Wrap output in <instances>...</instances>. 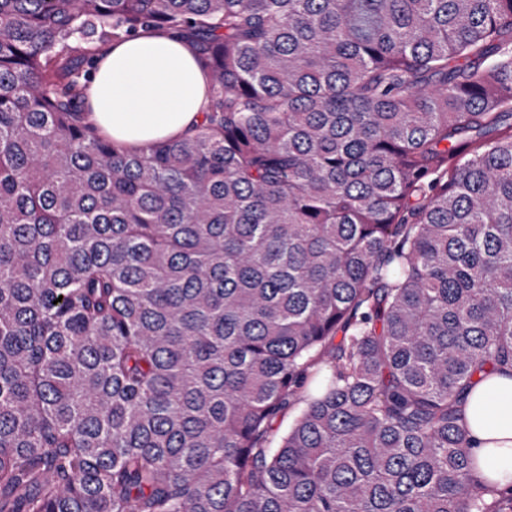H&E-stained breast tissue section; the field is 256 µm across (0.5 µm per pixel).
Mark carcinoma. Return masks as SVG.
I'll return each instance as SVG.
<instances>
[{
	"label": "carcinoma",
	"instance_id": "carcinoma-1",
	"mask_svg": "<svg viewBox=\"0 0 512 512\" xmlns=\"http://www.w3.org/2000/svg\"><path fill=\"white\" fill-rule=\"evenodd\" d=\"M143 28L208 100L132 152L82 71ZM507 368L512 0H0V512H512ZM461 414L471 439L478 479L500 490L512 488V376L494 375L477 382Z\"/></svg>",
	"mask_w": 512,
	"mask_h": 512
}]
</instances>
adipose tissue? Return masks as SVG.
Returning a JSON list of instances; mask_svg holds the SVG:
<instances>
[{
    "label": "adipose tissue",
    "mask_w": 512,
    "mask_h": 512,
    "mask_svg": "<svg viewBox=\"0 0 512 512\" xmlns=\"http://www.w3.org/2000/svg\"><path fill=\"white\" fill-rule=\"evenodd\" d=\"M207 80L191 46L174 33L141 31L113 43L93 71L87 119L133 150L192 135L205 103ZM461 414L478 479L512 488V376L477 382Z\"/></svg>",
    "instance_id": "ef3b65f1"
}]
</instances>
